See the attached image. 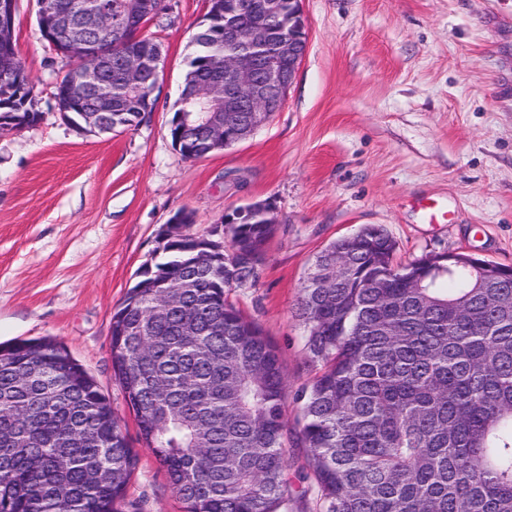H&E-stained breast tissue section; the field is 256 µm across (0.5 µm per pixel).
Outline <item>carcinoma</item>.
I'll return each mask as SVG.
<instances>
[{"instance_id":"carcinoma-1","label":"carcinoma","mask_w":512,"mask_h":512,"mask_svg":"<svg viewBox=\"0 0 512 512\" xmlns=\"http://www.w3.org/2000/svg\"><path fill=\"white\" fill-rule=\"evenodd\" d=\"M176 111L224 62V8L208 0ZM248 18L269 25L267 0ZM119 61L112 113L141 123L151 88ZM35 85L0 48V119L23 128ZM272 224L231 226L232 255L192 262L189 237L163 248L114 309L112 369L140 434L185 512H288V410L277 346L224 300L256 280ZM369 225L325 247L296 316L315 368L297 438L325 512H512V272L467 254L394 264ZM222 287L217 288L215 284ZM137 456L94 378L50 338L0 344V512H124Z\"/></svg>"}]
</instances>
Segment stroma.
<instances>
[{"instance_id":"1","label":"stroma","mask_w":512,"mask_h":512,"mask_svg":"<svg viewBox=\"0 0 512 512\" xmlns=\"http://www.w3.org/2000/svg\"><path fill=\"white\" fill-rule=\"evenodd\" d=\"M146 36L166 64L154 112L95 135L62 120L69 59L39 34L36 0H17L16 55L40 120L0 132V342L49 337L96 379L137 455L135 512H184L145 448L112 371L114 308L179 211L210 233L224 212L270 201L278 224L255 282L225 289L279 350L289 420L311 377L296 316L315 257L366 224L396 241V262L467 252L512 266V0H301L306 56L283 105L247 139L185 158L169 121L207 0H166ZM434 200L454 211L425 223ZM306 448L288 449L289 512H322Z\"/></svg>"}]
</instances>
